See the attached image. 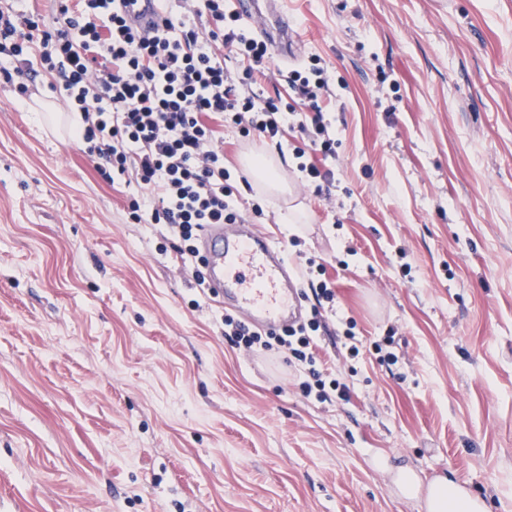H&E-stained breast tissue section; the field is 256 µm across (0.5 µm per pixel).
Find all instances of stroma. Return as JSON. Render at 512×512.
I'll list each match as a JSON object with an SVG mask.
<instances>
[{
	"label": "stroma",
	"instance_id": "1",
	"mask_svg": "<svg viewBox=\"0 0 512 512\" xmlns=\"http://www.w3.org/2000/svg\"><path fill=\"white\" fill-rule=\"evenodd\" d=\"M285 6L334 177L306 186L298 131L229 122L224 166L301 289L331 283L315 354L349 398L239 348L168 226L129 219L137 186L0 78V512H424L379 455L512 512V0Z\"/></svg>",
	"mask_w": 512,
	"mask_h": 512
}]
</instances>
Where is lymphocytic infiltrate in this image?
Listing matches in <instances>:
<instances>
[{
	"label": "lymphocytic infiltrate",
	"mask_w": 512,
	"mask_h": 512,
	"mask_svg": "<svg viewBox=\"0 0 512 512\" xmlns=\"http://www.w3.org/2000/svg\"><path fill=\"white\" fill-rule=\"evenodd\" d=\"M123 2L53 0L48 20L33 10L0 8V76L22 96L38 74L48 76L50 90L79 113L73 140L100 175L139 186L128 202L130 218L169 225L182 258L193 263L204 225L240 217L216 123L228 120L243 136L270 139L294 125L323 157L334 156L336 133L323 113L327 81L313 63L286 78L298 104L257 94L270 47L224 0H190L182 13L165 11L161 27L146 33L128 23ZM228 53L241 73L225 67ZM224 326L246 349L274 345L308 364L318 398L332 391L348 398L346 384L324 382L315 366L318 316L271 341L229 316Z\"/></svg>",
	"instance_id": "1"
}]
</instances>
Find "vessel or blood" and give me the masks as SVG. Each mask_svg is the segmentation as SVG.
<instances>
[{
	"mask_svg": "<svg viewBox=\"0 0 512 512\" xmlns=\"http://www.w3.org/2000/svg\"><path fill=\"white\" fill-rule=\"evenodd\" d=\"M234 4L270 45L275 59L293 57L298 32L282 7L283 0H234ZM200 246L210 291L224 306L243 311L250 326L277 333L304 320V299L294 285L287 256L247 220H240L230 236L223 225H206Z\"/></svg>",
	"mask_w": 512,
	"mask_h": 512,
	"instance_id": "1",
	"label": "vessel or blood"
}]
</instances>
